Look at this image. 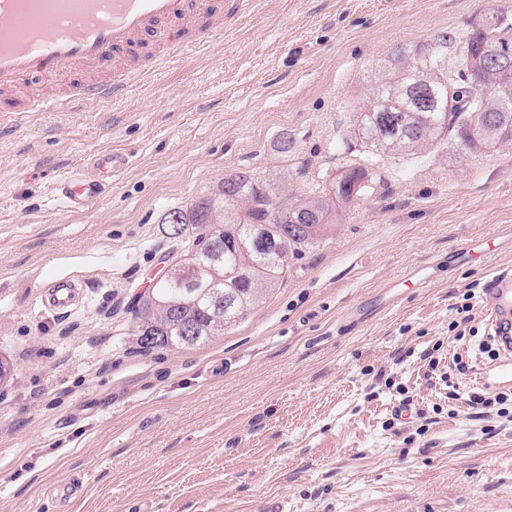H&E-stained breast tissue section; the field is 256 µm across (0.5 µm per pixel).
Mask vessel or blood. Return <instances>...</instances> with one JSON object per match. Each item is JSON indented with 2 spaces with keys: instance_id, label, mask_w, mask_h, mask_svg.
Returning a JSON list of instances; mask_svg holds the SVG:
<instances>
[{
  "instance_id": "obj_1",
  "label": "vessel or blood",
  "mask_w": 512,
  "mask_h": 512,
  "mask_svg": "<svg viewBox=\"0 0 512 512\" xmlns=\"http://www.w3.org/2000/svg\"><path fill=\"white\" fill-rule=\"evenodd\" d=\"M249 0H0V112L19 106L15 89L35 74L59 81L51 97L31 100L30 112H70L83 105L123 99L128 89L178 53L222 37ZM90 80L68 86L77 72ZM130 158L98 152L97 178L73 176L59 193L73 211L94 209L101 176L126 169ZM78 282L61 279L42 296L43 307L62 314L78 301ZM492 340L512 363V271L493 275L481 303Z\"/></svg>"
}]
</instances>
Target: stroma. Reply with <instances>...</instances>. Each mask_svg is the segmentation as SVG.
I'll use <instances>...</instances> for the list:
<instances>
[{"mask_svg":"<svg viewBox=\"0 0 512 512\" xmlns=\"http://www.w3.org/2000/svg\"><path fill=\"white\" fill-rule=\"evenodd\" d=\"M501 10L254 0L121 101L0 116V512H512V368L482 352L480 309L455 323L471 286L512 269V149L374 155L351 136L393 46ZM108 148L131 166L95 211L64 207L60 177ZM352 166L372 191L262 304L205 345L138 350L129 304L171 250L169 210L236 172L279 176L292 203ZM60 278L84 296L55 315L35 298ZM64 480L84 490L62 508Z\"/></svg>","mask_w":512,"mask_h":512,"instance_id":"obj_1","label":"stroma"}]
</instances>
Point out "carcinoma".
Instances as JSON below:
<instances>
[{
	"label": "carcinoma",
	"mask_w": 512,
	"mask_h": 512,
	"mask_svg": "<svg viewBox=\"0 0 512 512\" xmlns=\"http://www.w3.org/2000/svg\"><path fill=\"white\" fill-rule=\"evenodd\" d=\"M380 68L353 128L373 154L435 149L444 140L460 155L512 145V12L398 45ZM367 187V171L349 168L333 193L288 205L279 189L235 173L169 211L165 223L180 248L166 277L132 305L139 349L189 348L223 334L277 286L288 258L331 234L336 204Z\"/></svg>",
	"instance_id": "carcinoma-1"
}]
</instances>
